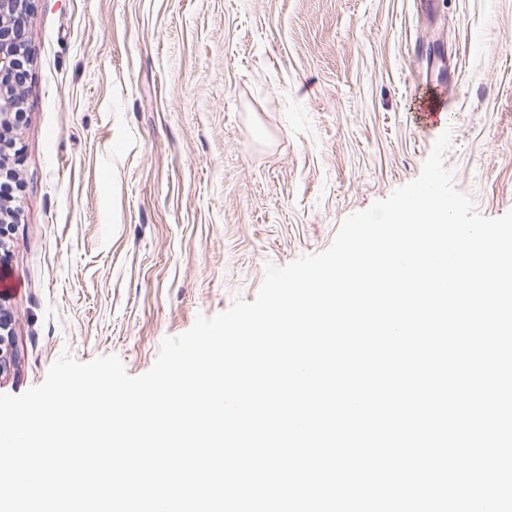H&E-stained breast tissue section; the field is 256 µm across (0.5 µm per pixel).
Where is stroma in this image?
<instances>
[{
	"instance_id": "obj_1",
	"label": "stroma",
	"mask_w": 512,
	"mask_h": 512,
	"mask_svg": "<svg viewBox=\"0 0 512 512\" xmlns=\"http://www.w3.org/2000/svg\"><path fill=\"white\" fill-rule=\"evenodd\" d=\"M25 32L0 394L65 353L147 372L417 178L444 130L455 188L512 210V0H34ZM3 310L0 305V375L6 372L12 364L10 344L13 336V323L11 316L7 318L3 314Z\"/></svg>"
}]
</instances>
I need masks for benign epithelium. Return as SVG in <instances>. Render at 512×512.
<instances>
[{
    "label": "benign epithelium",
    "instance_id": "1",
    "mask_svg": "<svg viewBox=\"0 0 512 512\" xmlns=\"http://www.w3.org/2000/svg\"><path fill=\"white\" fill-rule=\"evenodd\" d=\"M31 0H0V177L14 173L21 161L16 131L24 119L25 87L30 46L25 40L22 19L29 12ZM19 210L0 201V250L8 226L18 223ZM12 318L0 307V375L12 364Z\"/></svg>",
    "mask_w": 512,
    "mask_h": 512
}]
</instances>
